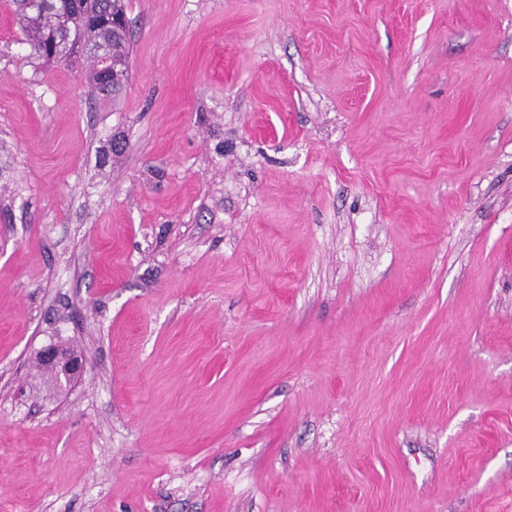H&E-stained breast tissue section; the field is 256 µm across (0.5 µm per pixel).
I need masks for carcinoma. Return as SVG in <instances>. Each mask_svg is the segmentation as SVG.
I'll list each match as a JSON object with an SVG mask.
<instances>
[{
    "instance_id": "carcinoma-1",
    "label": "carcinoma",
    "mask_w": 512,
    "mask_h": 512,
    "mask_svg": "<svg viewBox=\"0 0 512 512\" xmlns=\"http://www.w3.org/2000/svg\"><path fill=\"white\" fill-rule=\"evenodd\" d=\"M16 18L22 44L30 55L46 63L84 58L89 97L105 101L117 96L128 83L122 71L102 64L98 50H110L119 60L129 57V28L114 25V13H125L123 0H42L36 15L26 0H16Z\"/></svg>"
}]
</instances>
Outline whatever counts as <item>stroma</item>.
<instances>
[{
	"label": "stroma",
	"instance_id": "1",
	"mask_svg": "<svg viewBox=\"0 0 512 512\" xmlns=\"http://www.w3.org/2000/svg\"><path fill=\"white\" fill-rule=\"evenodd\" d=\"M125 3L0 0V512H512V0ZM26 1H42L46 5L37 15H32ZM16 2V18L24 36L22 44L29 48L33 58L50 63L83 57L89 98L105 101L111 94L112 100L116 98L129 78L122 79V70L113 72L114 61L112 69L105 67L103 64L108 65L110 59L102 60L98 49L112 50V56L124 60L129 71V28L122 0ZM114 10L125 16L127 26L114 25ZM39 363L51 368L52 371H43L47 376H49L55 382L59 381V378L62 376L64 379L72 380L82 368L81 359L75 358L71 356L69 353L64 351L63 349L49 347L44 349L39 354ZM58 375V377H57Z\"/></svg>",
	"mask_w": 512,
	"mask_h": 512
}]
</instances>
